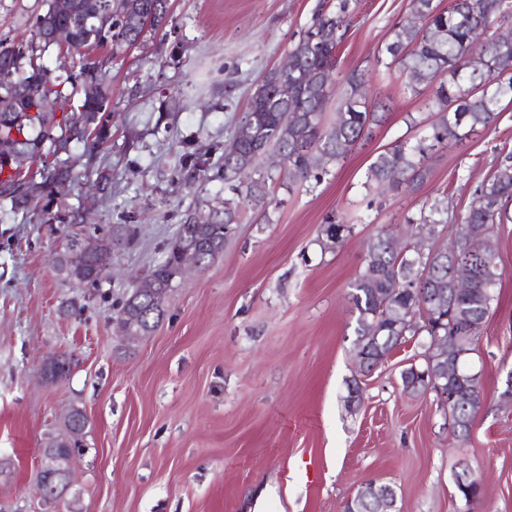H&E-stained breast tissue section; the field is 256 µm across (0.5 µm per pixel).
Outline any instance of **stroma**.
<instances>
[{
    "label": "stroma",
    "instance_id": "obj_1",
    "mask_svg": "<svg viewBox=\"0 0 512 512\" xmlns=\"http://www.w3.org/2000/svg\"><path fill=\"white\" fill-rule=\"evenodd\" d=\"M339 0H169V23L120 52L109 72L112 138L96 163L112 192L95 193L83 146L78 175L58 199L87 206L90 224L133 213L137 236L112 260L98 295L69 287L55 267L58 224L0 218V512H68L36 490L39 448L73 404L89 423L72 460L77 512H344L368 481L390 483L401 512H459V462L484 472L475 512H512V219L496 225L501 280L473 359L484 397L468 438L448 434L434 393H408L401 373L421 337L367 376L353 355L350 283L365 241L396 230L435 199L465 213L475 186L512 153V105L462 145L430 155L414 190L377 194L366 172L376 156L417 135L430 85L411 93L377 65L409 0H348L336 71L365 72L368 100L390 102L375 126L321 182L276 184L277 205L247 212L224 251L175 288L144 340H119L112 303L163 256L180 217L223 199L220 182L185 187L171 176L185 144L218 160L243 122L262 74L281 65L321 8ZM44 0H0V35L29 41ZM351 228L322 250L328 215ZM81 313L66 312L68 302ZM69 375H45L54 357ZM359 379L362 402L344 405Z\"/></svg>",
    "mask_w": 512,
    "mask_h": 512
}]
</instances>
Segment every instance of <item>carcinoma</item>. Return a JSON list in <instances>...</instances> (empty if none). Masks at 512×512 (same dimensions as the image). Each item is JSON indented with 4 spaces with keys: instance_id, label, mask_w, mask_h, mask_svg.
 <instances>
[{
    "instance_id": "1",
    "label": "carcinoma",
    "mask_w": 512,
    "mask_h": 512,
    "mask_svg": "<svg viewBox=\"0 0 512 512\" xmlns=\"http://www.w3.org/2000/svg\"><path fill=\"white\" fill-rule=\"evenodd\" d=\"M73 14L57 12L53 0L35 16L32 39L23 44L0 36V142L23 147L38 161L55 157L53 165L38 171V193L25 192V176L0 157V205L15 214L33 212L44 224H75L65 237L96 234L112 242L115 228L77 221L85 206L66 213L52 212L57 180L73 181L68 160L60 158V143H81L93 151L109 137L107 114L112 112L108 84L112 59H100L93 52L112 47V53L144 41V33L157 32L168 24V0H116L114 9L106 0H72ZM318 13L288 55L302 61L303 70L282 76L268 72L253 91L245 119L255 131L253 141L232 137L222 147V163L211 165L195 153L174 174L173 181L189 185L199 179L219 181L232 197L185 214L165 246L164 259L148 278L155 287L134 295L130 291L113 306L114 319L130 316L141 319L153 331L166 311V301L155 292L173 291L179 283L176 270L181 248L188 242L198 246L203 264L224 251L233 225L239 223V207L266 212L274 204L269 184L277 174L264 167L261 158L274 151L283 158V176L289 182H320L329 166L340 163L348 150L368 136L371 126L387 119L390 104L380 100L369 110L365 74L357 70L336 80V52L345 35L341 13ZM512 17V0H449L442 8L436 0H410L409 12L393 30L382 55L408 79V87L438 81L431 100L439 118L430 124L427 135L414 142L402 141L379 154L370 164L366 183L378 187L415 188L426 174L425 162L437 147L467 138L478 127L487 128L497 120L501 105L512 103V80H498L512 71V41L486 37L485 57L471 63V47L476 36L493 23ZM56 46L68 60L50 70L38 63L41 54ZM339 96L335 118L325 122V110L332 94ZM286 106L290 113L281 112ZM512 201V154L505 155L495 172L480 181L472 201L459 218L448 221V207L437 201L429 213L409 219L407 226L426 225L433 237L425 254H406L393 247L394 235L379 232L365 246L363 269L351 284V300L357 310L354 355L362 356L359 367L370 370L383 364L390 352L407 342V337L423 336L428 348L432 336L457 333L470 338L475 347L494 301V289L502 273L495 242L482 247L469 239L463 226L473 224L489 230L494 237L503 206ZM350 227L336 217L327 219V243L339 246ZM466 274L471 286L459 289L458 275ZM103 276L85 266L76 287L90 293L101 288ZM428 304L429 317L419 306ZM370 336H385L386 346L378 349ZM442 361L412 364L401 374L402 385L426 388L431 373H440ZM448 395L464 394L474 388L482 393L480 373L465 372V378L441 377ZM461 398L448 400V422L456 437L469 435L478 413L476 405ZM462 507L473 508L482 494V475L477 482L454 484Z\"/></svg>"
}]
</instances>
